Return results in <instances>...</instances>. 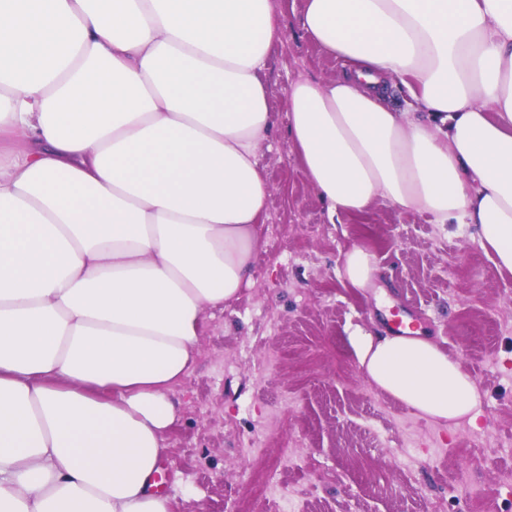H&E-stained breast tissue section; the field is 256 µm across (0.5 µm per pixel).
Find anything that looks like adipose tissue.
Masks as SVG:
<instances>
[{"label":"adipose tissue","mask_w":512,"mask_h":512,"mask_svg":"<svg viewBox=\"0 0 512 512\" xmlns=\"http://www.w3.org/2000/svg\"><path fill=\"white\" fill-rule=\"evenodd\" d=\"M299 23L352 64L286 92L329 216L470 224L512 274V0H307ZM282 35L272 0H0V512H173L170 391L205 310L252 281ZM377 270L340 256L348 287ZM351 342L393 399L475 423V381L428 337Z\"/></svg>","instance_id":"ef3b65f1"}]
</instances>
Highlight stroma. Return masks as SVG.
Returning a JSON list of instances; mask_svg holds the SVG:
<instances>
[{"label":"stroma","mask_w":512,"mask_h":512,"mask_svg":"<svg viewBox=\"0 0 512 512\" xmlns=\"http://www.w3.org/2000/svg\"><path fill=\"white\" fill-rule=\"evenodd\" d=\"M305 0H275L286 36L266 80L275 124L261 149L271 186L253 283L205 311L195 362L162 466L175 512H512V274H500L468 224L377 205L330 220L288 139L285 92L297 76L347 71L299 27ZM377 257L374 287L354 291L339 258ZM414 317L481 395L476 425L426 419L365 379L353 330ZM299 451L298 467L283 465Z\"/></svg>","instance_id":"stroma-1"}]
</instances>
